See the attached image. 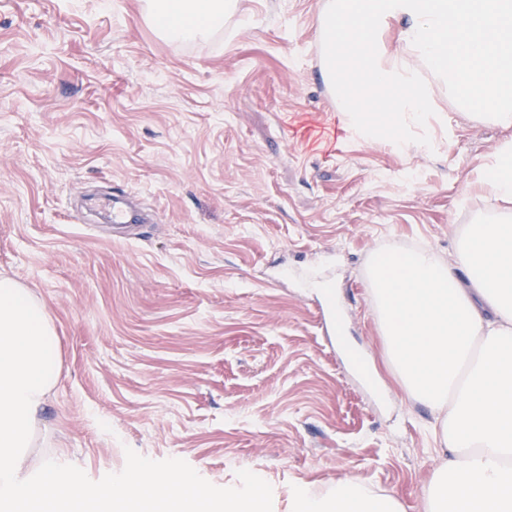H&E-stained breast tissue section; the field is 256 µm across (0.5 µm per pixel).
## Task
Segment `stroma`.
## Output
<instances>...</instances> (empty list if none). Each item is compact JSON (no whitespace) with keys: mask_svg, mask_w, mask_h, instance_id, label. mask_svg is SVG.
<instances>
[{"mask_svg":"<svg viewBox=\"0 0 512 512\" xmlns=\"http://www.w3.org/2000/svg\"><path fill=\"white\" fill-rule=\"evenodd\" d=\"M324 2L237 0L182 42L145 0H0V277L43 302L61 359L27 474L97 481L130 448L218 487L250 470L277 512L294 484L350 476L426 512L441 413L389 360L370 269L451 264L470 224L512 214L475 182L512 127L437 85L430 145L353 136ZM108 193L148 213L135 238L87 206Z\"/></svg>","mask_w":512,"mask_h":512,"instance_id":"35a3bbf8","label":"stroma"}]
</instances>
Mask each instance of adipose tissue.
<instances>
[{"label": "adipose tissue", "mask_w": 512, "mask_h": 512, "mask_svg": "<svg viewBox=\"0 0 512 512\" xmlns=\"http://www.w3.org/2000/svg\"><path fill=\"white\" fill-rule=\"evenodd\" d=\"M229 0H148L157 30L189 41L223 27ZM390 359L407 392L442 411L448 456L425 489L427 512H512V220L489 214L457 244L456 265L389 254L372 271ZM288 512H401L347 478L288 493Z\"/></svg>", "instance_id": "obj_1"}]
</instances>
